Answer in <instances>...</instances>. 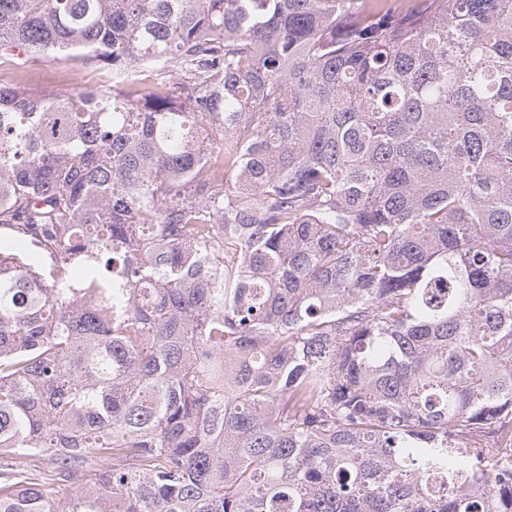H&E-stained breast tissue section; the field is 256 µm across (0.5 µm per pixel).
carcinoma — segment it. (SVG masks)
Here are the masks:
<instances>
[{
    "label": "carcinoma",
    "instance_id": "carcinoma-1",
    "mask_svg": "<svg viewBox=\"0 0 512 512\" xmlns=\"http://www.w3.org/2000/svg\"><path fill=\"white\" fill-rule=\"evenodd\" d=\"M19 48L116 82L0 84V455L74 486L0 512H512V0H0ZM142 72L138 73V78L147 77L145 81H143L147 86L162 84L167 88H172L177 80V76L174 72L171 71L167 65L163 63H154L149 66H143ZM29 465L32 468L39 470L42 473V476L45 480L41 483L44 484L46 490L51 492L53 498L61 503L69 495V488L65 485V483L54 481L55 477L54 473L51 472V465L44 460H27Z\"/></svg>",
    "mask_w": 512,
    "mask_h": 512
}]
</instances>
